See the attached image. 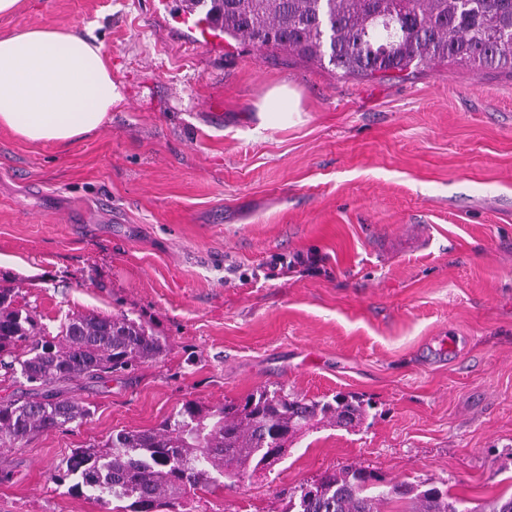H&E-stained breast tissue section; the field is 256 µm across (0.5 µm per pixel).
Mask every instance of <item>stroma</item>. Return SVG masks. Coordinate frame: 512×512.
Returning <instances> with one entry per match:
<instances>
[{
    "label": "stroma",
    "mask_w": 512,
    "mask_h": 512,
    "mask_svg": "<svg viewBox=\"0 0 512 512\" xmlns=\"http://www.w3.org/2000/svg\"><path fill=\"white\" fill-rule=\"evenodd\" d=\"M47 23L100 43L124 99L63 149L0 129V287L50 334L124 314L166 346L65 386L89 416L0 450V512H112L53 482L75 449L280 386L366 413L189 512H284L346 464L475 504L512 496V74L346 79L201 33L180 0H21L0 34ZM280 85L302 120L262 127ZM298 253L318 272L269 276ZM257 112H260L262 117V125H274L276 122L275 114L278 112H302L300 95L296 90L286 85L275 87L259 104Z\"/></svg>",
    "instance_id": "1"
}]
</instances>
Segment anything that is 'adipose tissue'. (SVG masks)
<instances>
[{"label": "adipose tissue", "mask_w": 512, "mask_h": 512, "mask_svg": "<svg viewBox=\"0 0 512 512\" xmlns=\"http://www.w3.org/2000/svg\"><path fill=\"white\" fill-rule=\"evenodd\" d=\"M122 99L101 46L83 35L45 25L0 37V129L65 148Z\"/></svg>", "instance_id": "obj_1"}]
</instances>
